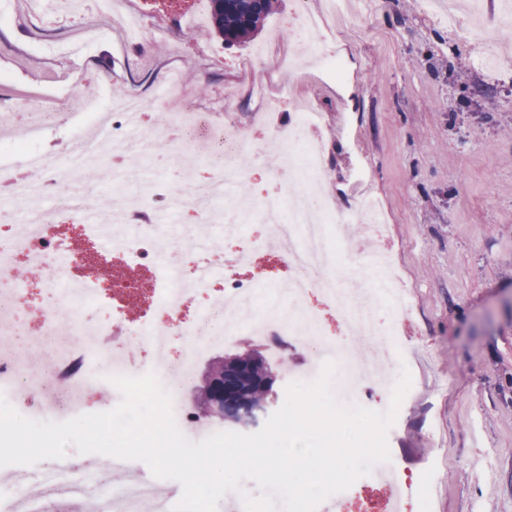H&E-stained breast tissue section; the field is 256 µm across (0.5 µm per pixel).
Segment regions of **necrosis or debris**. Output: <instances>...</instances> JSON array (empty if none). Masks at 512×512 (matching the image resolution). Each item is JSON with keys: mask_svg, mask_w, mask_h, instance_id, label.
<instances>
[{"mask_svg": "<svg viewBox=\"0 0 512 512\" xmlns=\"http://www.w3.org/2000/svg\"><path fill=\"white\" fill-rule=\"evenodd\" d=\"M296 17L303 42L322 71L340 76L344 64L322 40L321 18L304 7ZM144 108L138 95L121 99L119 113L107 125L108 137L99 141L84 133L94 113L73 109L71 142L51 156L37 146L42 133L38 126L29 138L0 143V177L8 179V191L0 195V334L14 342L13 349L0 352V393L23 416L60 421L86 413L85 397L92 392L105 396L99 411L113 409L108 398L111 376L152 372L175 399L179 429L187 430L193 416L178 401L182 385L204 350L240 334L242 327L231 306L242 298L255 299L263 285L262 279L247 281L241 276L242 271L259 266L260 249L229 255L220 248H199L198 241L213 236L216 224H224L230 234L236 224L259 213L274 226L279 242L275 258L294 270L281 296L267 299L265 311L259 314L262 333L276 346L303 338L315 340L323 352H339V382L345 398L365 404L368 390L363 374L369 360L362 345L336 348L321 317L302 300L311 291H320L336 307L349 333L395 338V321L408 307L404 294L397 291L389 297L392 321L379 325L359 296L339 288L335 266L328 259V226L366 222L375 205L334 209L311 194L292 208L284 195L277 194L244 200L239 213L231 216L216 212L214 203L224 196V173L242 175V159L258 157L265 150L228 122L216 141L214 164L221 176L180 189L182 203L196 212V223H165L164 201L171 189L167 176L141 180L124 162L125 147L133 145L146 162L155 139L173 141L169 165L181 171L186 165L181 141L192 134L193 126L160 110L141 130L139 141L130 142L128 117ZM321 119V109L309 101L300 106L294 126H272L280 153L290 160L283 172L287 181L315 188L325 177L323 149L313 134ZM29 168L40 169L42 178L26 177ZM140 182L151 203V218L135 224L122 200ZM103 189L114 199L106 212L97 208V194ZM90 215L95 223H87ZM176 246L187 257L184 264L169 260ZM17 259L37 274L34 286L13 283L11 267ZM211 286L217 289L218 302L196 311L197 294ZM34 288L48 295L49 301L38 309L36 330L23 332L14 318L25 309ZM101 308L109 310V319L92 318V311ZM134 342L150 348V361L137 363L128 357V346ZM8 471L13 491L9 512H53L60 500L72 497L84 501L85 512H171L175 504L174 498L160 492L156 481L130 476L105 484L80 475L78 465L72 463L50 474L14 465Z\"/></svg>", "mask_w": 512, "mask_h": 512, "instance_id": "1", "label": "necrosis or debris"}]
</instances>
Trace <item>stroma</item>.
Listing matches in <instances>:
<instances>
[{"mask_svg": "<svg viewBox=\"0 0 512 512\" xmlns=\"http://www.w3.org/2000/svg\"><path fill=\"white\" fill-rule=\"evenodd\" d=\"M111 11L68 17L32 13L29 0H0V137L27 134L33 114L55 113L39 147L68 141L66 106L84 98L99 113L135 92L151 109L177 103L201 119L234 122L264 136L267 108L284 125L298 102L323 113L326 146L320 191L331 206L374 199L385 236L366 224L344 225L336 264L354 288L382 291L370 254L386 249L410 299L399 325L403 362L370 341L377 362L371 401L387 409L401 366L411 388L391 428L395 480L373 486L362 512H384L388 498L431 496L433 512H512V37L499 21L502 0H462L453 11L423 0H307L322 33L344 61L331 78L300 55L296 0H277L246 42L226 44L210 22V0H112ZM191 22L178 26L179 17ZM181 73V93L162 85ZM274 148L247 163L237 192L255 199L289 191ZM248 348L268 351L247 330L207 350L183 384L193 407L211 360ZM272 361L278 391L289 376L322 362L312 343L289 342Z\"/></svg>", "mask_w": 512, "mask_h": 512, "instance_id": "stroma-1", "label": "stroma"}]
</instances>
